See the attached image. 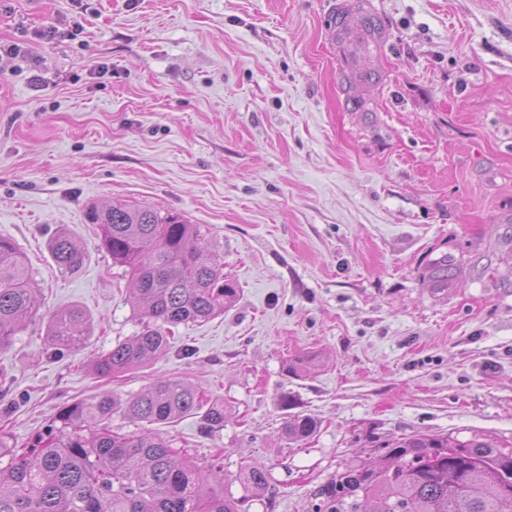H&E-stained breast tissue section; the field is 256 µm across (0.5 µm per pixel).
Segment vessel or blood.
<instances>
[{
	"label": "vessel or blood",
	"mask_w": 512,
	"mask_h": 512,
	"mask_svg": "<svg viewBox=\"0 0 512 512\" xmlns=\"http://www.w3.org/2000/svg\"><path fill=\"white\" fill-rule=\"evenodd\" d=\"M328 33L332 41L346 47V54L340 58V66L345 72H352L356 58L349 54V47L356 42L378 44L386 40L387 29L380 19L371 13L355 14L348 0H337L333 14L328 21Z\"/></svg>",
	"instance_id": "obj_1"
}]
</instances>
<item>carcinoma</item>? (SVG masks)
<instances>
[{"label": "carcinoma", "instance_id": "1", "mask_svg": "<svg viewBox=\"0 0 512 512\" xmlns=\"http://www.w3.org/2000/svg\"><path fill=\"white\" fill-rule=\"evenodd\" d=\"M87 222L100 230L112 264L129 274L127 302L143 320L135 336L98 356L94 371L110 377L146 366L168 347L172 328L207 320L231 305L238 288L220 264L203 257L200 227L177 214L161 215L139 205L92 206ZM55 262L73 271L83 261L75 239L58 231L51 241ZM444 253L427 266L424 279L441 290L454 279ZM38 311L31 275L14 241L0 237V350ZM89 322L79 306L54 311L48 341L58 351L83 343ZM203 408V393L184 379L163 378L123 399L104 394L62 406L44 436L27 448H11L0 436V512H242L244 500L208 486L209 474L150 432L112 431V414L133 422L167 424ZM205 429L224 426V405L205 413ZM317 421L293 415L285 433H315ZM380 448L391 466L362 463L321 492L316 512H512V451L480 439L459 441L441 434H415ZM241 484L257 492L267 470L245 464Z\"/></svg>", "mask_w": 512, "mask_h": 512}]
</instances>
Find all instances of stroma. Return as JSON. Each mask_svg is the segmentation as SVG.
Returning <instances> with one entry per match:
<instances>
[{
  "label": "stroma",
  "mask_w": 512,
  "mask_h": 512,
  "mask_svg": "<svg viewBox=\"0 0 512 512\" xmlns=\"http://www.w3.org/2000/svg\"><path fill=\"white\" fill-rule=\"evenodd\" d=\"M363 2L390 40L346 77L334 0H0V42L22 47L0 57V237L41 300L0 351L10 444L72 401L179 378L224 426L153 432L221 459L247 512H316L336 474L414 434L512 450V0ZM124 203L200 225L238 294L108 378L92 357L141 324L85 212ZM60 229L76 271L52 256ZM444 253L457 278L437 291L422 273ZM73 305L87 335L60 352L48 316ZM296 414L312 436L285 434ZM247 463L264 491L240 483ZM55 262L65 270L78 269L83 261V251L75 239L65 231H58L51 241ZM317 421L309 415H293L285 424V433L294 439H303L313 435ZM238 479L248 490L257 492L265 488L268 482V473L262 467L245 464L240 469Z\"/></svg>",
  "instance_id": "35a3bbf8"
}]
</instances>
